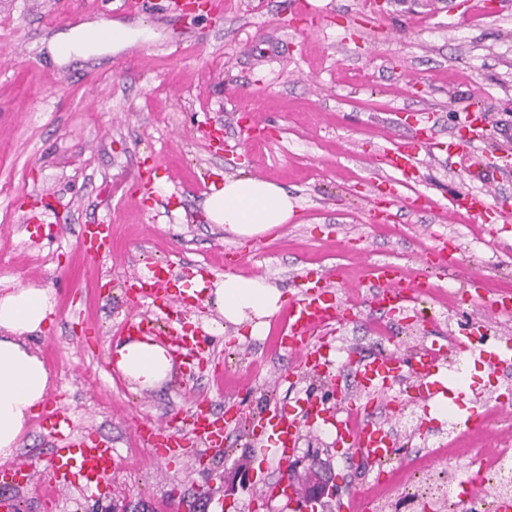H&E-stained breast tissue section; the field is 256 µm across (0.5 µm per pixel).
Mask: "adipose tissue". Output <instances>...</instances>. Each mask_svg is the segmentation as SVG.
Listing matches in <instances>:
<instances>
[{
  "label": "adipose tissue",
  "instance_id": "ef3b65f1",
  "mask_svg": "<svg viewBox=\"0 0 512 512\" xmlns=\"http://www.w3.org/2000/svg\"><path fill=\"white\" fill-rule=\"evenodd\" d=\"M298 206L284 187L250 176L225 178L204 201L208 220L240 239L288 223ZM213 302L225 321L261 336L280 312L284 295L265 278L228 273L214 288ZM53 308V296L44 288H15L0 295L1 460L16 454L28 419L46 398L49 372L26 339L42 331ZM114 362L125 377L149 389L167 381L173 369L166 347L150 340L124 342L116 348Z\"/></svg>",
  "mask_w": 512,
  "mask_h": 512
}]
</instances>
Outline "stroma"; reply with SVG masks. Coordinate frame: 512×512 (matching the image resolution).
Here are the masks:
<instances>
[{
  "label": "stroma",
  "mask_w": 512,
  "mask_h": 512,
  "mask_svg": "<svg viewBox=\"0 0 512 512\" xmlns=\"http://www.w3.org/2000/svg\"><path fill=\"white\" fill-rule=\"evenodd\" d=\"M448 2L317 0L320 14L304 31L280 23L289 0H231L191 25L167 0H146L136 12L124 0H0V280L51 289L48 326L29 341L50 372L48 396L70 407L74 423L112 437L121 458L112 497L88 501L74 489L57 512H293L286 500L264 503L255 484H242L238 469L254 448L245 430L232 433L221 455L165 468L148 462L137 423L187 410L200 396L218 411L228 403L249 412L286 408L303 390L338 410L366 402L303 375L275 348L278 316L263 336L215 335L213 363L159 387L115 380L105 361L132 313L124 282L133 272L164 268L177 283L205 269L210 290L232 250L241 257L235 273L262 274L287 294L303 270L335 271L337 295L353 313L338 334L368 354L379 352L373 329L385 321L367 304L368 263L414 271L420 251L442 234L464 256V267L426 299L430 321L392 324L407 350L447 344L478 320L463 304L470 273L512 283V228L494 234L448 217L457 191L487 185L470 161L424 157L420 182L401 187L387 223L368 203L369 182L385 174L373 157L409 135V112L435 113L449 135L480 103L488 139L476 154L512 152V0L495 15L465 19L450 17ZM115 21L149 27L152 37L64 63L48 50L51 40ZM251 109L266 134L246 143L237 121ZM208 123L235 146L234 167L202 139ZM145 164L164 182L147 195L135 178ZM230 174L283 186L300 201L298 216L237 245L203 210L211 185ZM95 219L111 224L113 246L92 263L77 235ZM400 414L416 418V430L398 434L415 456L422 428L445 420L404 404L381 419L391 429ZM334 439L303 431L295 455L329 460L343 499L362 470Z\"/></svg>",
  "instance_id": "35a3bbf8"
}]
</instances>
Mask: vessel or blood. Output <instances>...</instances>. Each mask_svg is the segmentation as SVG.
Wrapping results in <instances>:
<instances>
[{"label":"vessel or blood","mask_w":512,"mask_h":512,"mask_svg":"<svg viewBox=\"0 0 512 512\" xmlns=\"http://www.w3.org/2000/svg\"><path fill=\"white\" fill-rule=\"evenodd\" d=\"M484 129L479 114L468 116L467 125L441 141L436 124L414 122L408 139L394 148L383 150L381 159L402 182L415 180L421 167V157L441 151L448 157L471 156L476 140L483 138ZM451 210L457 215H474L489 224L512 222V209L497 206L489 191L466 190L450 201ZM79 244L92 259L112 250L108 224L96 220L84 225ZM427 267L446 275L460 265L457 250L441 248L425 260ZM328 274L309 270L296 284L295 292L288 299V325L285 336L280 337L281 347L296 356L304 373L336 382L341 368H348L358 389L366 394L390 389L395 383L408 381L414 399L431 401L446 395L447 388L441 381L442 362L425 348H418L412 355L393 351L372 357H341L339 350L329 341L314 342L313 336L323 327L341 324L349 310L327 288ZM369 280L374 290L375 303L390 318L406 314L418 296L430 295L434 285L428 276H408L400 267L374 264L369 268ZM470 298L481 310L484 320L472 323L469 332L456 337L448 348L451 355H467L487 363L491 373L512 368V338L502 336L495 342L486 340V322L512 320V290H492L481 274H471L467 280ZM133 304L139 308L138 316L127 320L121 330V339L151 336L155 333L152 317L155 312L176 307L193 308L203 301L201 292L186 293L174 288L171 279L161 271L151 277L133 273L125 282ZM161 342L176 361H190L202 356L206 341L196 332L174 327ZM185 432L172 431L165 423L142 424L138 432L151 450L150 458L157 463L169 464L184 455L187 448L205 450L223 448L231 430L247 426L252 435H268L274 442L271 457L261 458L260 470H267L269 463L288 461L295 452L303 424L326 425L335 434V445L345 455L356 458L367 467L382 465L393 454L397 441L384 428L366 422L352 425L331 411L324 402L312 399L297 400L286 409L276 408L251 417L242 414L236 406L224 412H214L208 402L196 400L187 411ZM48 446L45 467L50 474L51 492L46 497L47 508H55L60 494L73 486H81L91 497L109 492L108 480L117 467L118 456L111 437L75 434L70 414L59 406L46 409L38 419ZM36 476L32 461L19 458L0 467V480L16 488L33 484ZM260 494L265 498L298 499L299 491L289 479L271 482L260 478Z\"/></svg>","instance_id":"obj_1"}]
</instances>
